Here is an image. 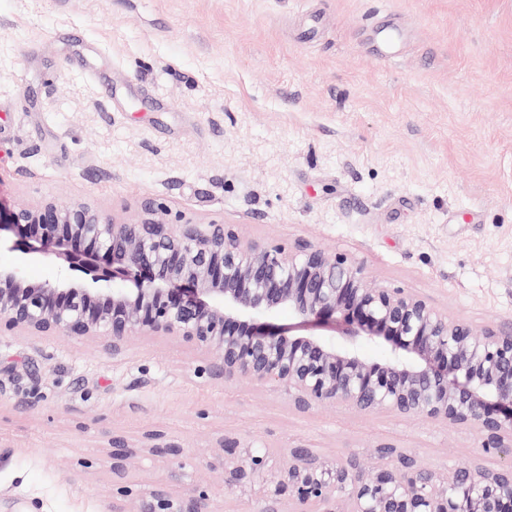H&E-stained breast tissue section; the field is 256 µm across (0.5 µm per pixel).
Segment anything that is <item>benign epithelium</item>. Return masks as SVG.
Masks as SVG:
<instances>
[{"label":"benign epithelium","mask_w":512,"mask_h":512,"mask_svg":"<svg viewBox=\"0 0 512 512\" xmlns=\"http://www.w3.org/2000/svg\"><path fill=\"white\" fill-rule=\"evenodd\" d=\"M17 263L0 270V319L31 336H172L214 356L211 373L288 394L302 409L341 405L359 413L424 416L478 441V458L444 473L383 445L380 463L321 459L295 448L272 456L248 437L219 440L226 485L259 493L257 512H512V329H474L406 291L367 276L356 258L317 248L290 250L250 239L231 224L172 222L144 203L129 221L87 203L0 206V250ZM61 258L83 279L31 284L22 269ZM133 282V287L125 283ZM287 308L343 337L268 322ZM382 339V362L357 343ZM112 471L138 450L182 464L184 450L144 439H112ZM491 458L494 467L483 464ZM210 494L154 489L132 512H209Z\"/></svg>","instance_id":"benign-epithelium-1"}]
</instances>
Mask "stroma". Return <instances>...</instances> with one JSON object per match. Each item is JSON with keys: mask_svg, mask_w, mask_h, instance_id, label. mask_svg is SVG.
Instances as JSON below:
<instances>
[{"mask_svg": "<svg viewBox=\"0 0 512 512\" xmlns=\"http://www.w3.org/2000/svg\"><path fill=\"white\" fill-rule=\"evenodd\" d=\"M378 26L402 31L391 60ZM0 200L117 219L151 200L354 255L476 328L512 325V0H0ZM212 360L170 336L116 351L0 331V512H101L122 486L131 505L199 485L218 512H254L224 483L227 431L369 467L382 443L435 470L477 453L473 432L302 410L204 374ZM152 430L182 467L146 454L113 476V437Z\"/></svg>", "mask_w": 512, "mask_h": 512, "instance_id": "35a3bbf8", "label": "stroma"}]
</instances>
